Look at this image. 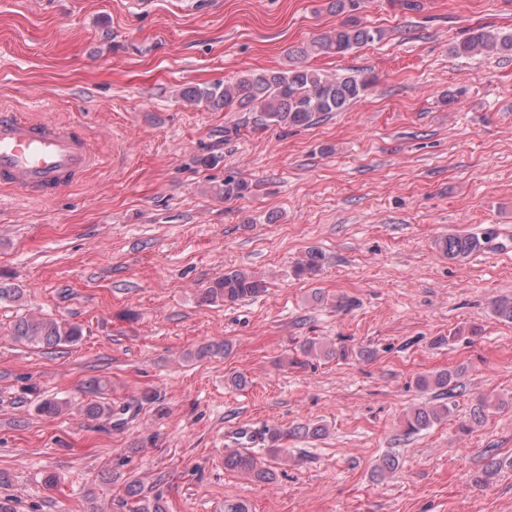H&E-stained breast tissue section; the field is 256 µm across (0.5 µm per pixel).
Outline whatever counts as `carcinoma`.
<instances>
[{
	"label": "carcinoma",
	"instance_id": "carcinoma-1",
	"mask_svg": "<svg viewBox=\"0 0 512 512\" xmlns=\"http://www.w3.org/2000/svg\"><path fill=\"white\" fill-rule=\"evenodd\" d=\"M384 32L362 25L356 19H348L333 31L313 40L302 50L300 56H343L352 50L382 39ZM450 52L458 57H486L512 52V31H498L479 25L466 38L454 43ZM371 80L360 75L331 76L300 62L288 61L287 67L278 70H255L239 75L232 81L214 82L189 86L181 92L184 102L210 109L236 107L245 112L257 113L256 122L265 126L288 127L311 126L321 116L341 112L364 96ZM248 185L242 180L228 178L219 194L224 199L241 198ZM489 242L486 236L450 234L438 241L439 250L450 260H458L477 252ZM319 254L309 252L298 260L296 273L311 275L318 270ZM265 288V281L256 275L230 270L215 278L204 289L203 301L232 304L253 297ZM495 315L512 322V297L492 301ZM82 336L81 328L65 320L45 317L30 312L20 317L12 328V337L20 342L45 349L75 344ZM305 356L330 358L345 355L344 349L323 347L312 341L304 348ZM459 372L449 370L421 376L416 380L420 390H437L441 395L451 396L458 388ZM90 392L96 400L78 406V410L91 418L112 417V405L99 400L105 394L106 384L99 379L89 382ZM70 402L64 399L45 398L38 403V411L56 415L67 409ZM447 404L416 407L405 416L404 432L416 433L440 422L451 415ZM224 467L250 474L265 481L269 472L263 467L256 453L248 448H238L224 455ZM126 496L131 500L129 512H163L159 496L148 497L134 480L126 482Z\"/></svg>",
	"mask_w": 512,
	"mask_h": 512
}]
</instances>
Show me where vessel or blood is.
<instances>
[{
	"label": "vessel or blood",
	"instance_id": "b4317fda",
	"mask_svg": "<svg viewBox=\"0 0 512 512\" xmlns=\"http://www.w3.org/2000/svg\"><path fill=\"white\" fill-rule=\"evenodd\" d=\"M99 156L79 128L0 109V186L45 201L79 182Z\"/></svg>",
	"mask_w": 512,
	"mask_h": 512
}]
</instances>
